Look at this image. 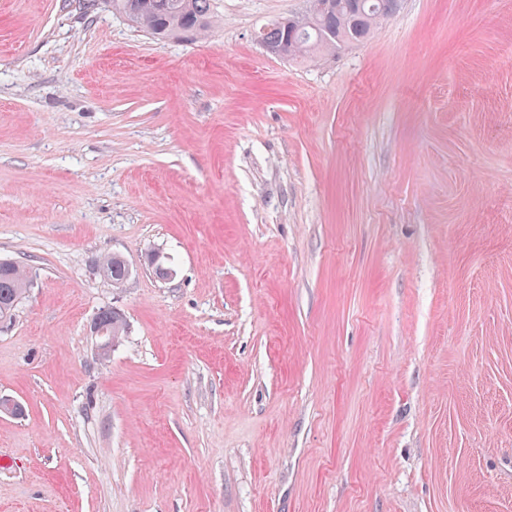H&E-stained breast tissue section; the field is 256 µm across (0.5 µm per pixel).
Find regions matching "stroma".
<instances>
[{
    "mask_svg": "<svg viewBox=\"0 0 512 512\" xmlns=\"http://www.w3.org/2000/svg\"><path fill=\"white\" fill-rule=\"evenodd\" d=\"M306 6L0 0V512H512V0L266 54ZM211 0H108L112 12L157 41L193 39L210 27ZM95 264L99 274L115 288L123 286L132 275L129 265L122 256L117 254L102 256L96 260ZM29 277L19 265L0 261V322L10 320L27 291ZM94 323L103 332V336H106L108 339L114 338L118 340L125 331L123 317L112 308L99 311Z\"/></svg>",
    "mask_w": 512,
    "mask_h": 512,
    "instance_id": "stroma-1",
    "label": "stroma"
}]
</instances>
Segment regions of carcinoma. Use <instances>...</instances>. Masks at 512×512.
Returning <instances> with one entry per match:
<instances>
[{
    "mask_svg": "<svg viewBox=\"0 0 512 512\" xmlns=\"http://www.w3.org/2000/svg\"><path fill=\"white\" fill-rule=\"evenodd\" d=\"M211 0H108L112 11L126 17L154 39H193L210 27ZM322 12H305L292 18L272 20L260 33V44L275 56L291 46L288 57L308 61L324 53H335L366 40L381 20L396 11L399 0H326ZM99 274L119 288L132 270L117 254L96 260ZM29 277L19 265L0 261V321L9 320L27 291ZM95 325L109 339L125 331L123 317L108 308L98 312Z\"/></svg>",
    "mask_w": 512,
    "mask_h": 512,
    "instance_id": "cac0c4a2",
    "label": "carcinoma"
}]
</instances>
